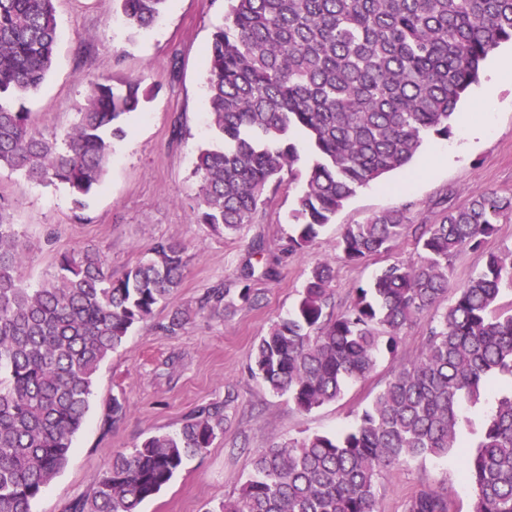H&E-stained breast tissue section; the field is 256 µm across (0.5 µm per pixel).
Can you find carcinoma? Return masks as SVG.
<instances>
[{
  "mask_svg": "<svg viewBox=\"0 0 512 512\" xmlns=\"http://www.w3.org/2000/svg\"><path fill=\"white\" fill-rule=\"evenodd\" d=\"M139 31L168 0H114ZM204 60L210 124L218 143L199 150L197 221L226 235L252 222L282 174L302 179L290 214L302 248L359 189L407 168L427 137L446 139L460 100L478 83L483 62L512 44V0H225ZM58 40L55 0H0V173L68 188L76 204L103 182L112 143L125 120L151 99L138 78L93 80L71 130L41 131L23 99L49 74ZM308 144L302 157L295 142ZM12 197L0 190V512L32 504L64 468L89 410L96 373L184 275V248L159 241L114 280L98 249L61 255L53 279L25 285L27 244L10 223ZM512 214V195L478 193L423 231L400 211L348 224L338 242L360 262L416 236L419 261L390 263L352 289L349 306L325 309L334 269L312 268L294 309L253 346L251 374L309 412L335 402L348 385L396 356L405 330L448 295V267L476 250ZM272 268L249 262L247 281ZM512 291V251L490 252L482 270L457 289L427 326L413 360L400 362L359 414L335 434H312L263 449L239 493L216 512H377V483L388 467L461 447L463 404L512 377V313L498 311ZM128 410L113 395L101 409L109 432ZM224 434V409L199 407L174 433H158L126 452L64 512H139L188 458ZM465 479L470 512H512V393L495 397ZM404 512H453L446 492L420 486Z\"/></svg>",
  "mask_w": 512,
  "mask_h": 512,
  "instance_id": "carcinoma-1",
  "label": "carcinoma"
}]
</instances>
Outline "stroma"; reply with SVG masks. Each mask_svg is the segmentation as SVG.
Returning <instances> with one entry per match:
<instances>
[{
	"mask_svg": "<svg viewBox=\"0 0 512 512\" xmlns=\"http://www.w3.org/2000/svg\"><path fill=\"white\" fill-rule=\"evenodd\" d=\"M55 6L59 40L53 67L26 102L40 128L60 135L69 131L94 78L137 77L155 95L144 112L128 118L127 135L114 142L104 182L84 208H77L64 187L39 185L19 174L0 177V190L16 201L12 222L29 242L23 276L31 287H40L52 277L61 254L91 245L119 278L161 240L184 245L186 268L173 297L138 324L101 366L68 462L35 501L33 512H63L74 498L89 493L94 476L117 452L175 430L192 410L219 402L223 435L141 506V512H215L251 475L258 451L354 425L395 361L419 354L428 326L424 320L406 329L397 356L382 355L371 378L349 385L339 402L308 413L287 397L269 393L250 373L254 342L294 307L316 263L327 260L335 268L331 308L339 312L349 305L353 288L371 281L381 266L419 259L410 235L388 253L347 262L337 247L345 225L395 210L411 224L429 225L443 207L461 206L473 194H512V71L502 74L492 102L469 92L454 115L450 136L426 139L410 172H394L360 189L332 224L292 252L289 214L301 193L298 184L269 188L267 203L238 234L214 232L196 219L195 161L200 148L213 140L203 59L214 26L224 20V0H169L155 25L139 32L122 23L113 0H56ZM470 122L488 128L486 137L472 144L464 136ZM256 244L277 274L250 279L255 300L247 304L231 285ZM507 250H512L510 214L500 219L482 249H464L453 257L449 291L481 271L487 253ZM216 288L227 289V296L206 303ZM177 311L185 317L184 326L165 331ZM112 395L124 397L128 411L106 434L100 407ZM464 464L459 452L385 470L379 478L378 512H403L409 494L422 484L448 491L458 512H469L474 492L463 477Z\"/></svg>",
	"mask_w": 512,
	"mask_h": 512,
	"instance_id": "1",
	"label": "stroma"
}]
</instances>
